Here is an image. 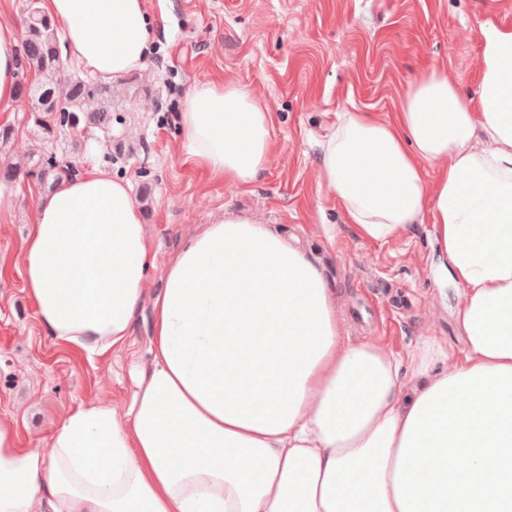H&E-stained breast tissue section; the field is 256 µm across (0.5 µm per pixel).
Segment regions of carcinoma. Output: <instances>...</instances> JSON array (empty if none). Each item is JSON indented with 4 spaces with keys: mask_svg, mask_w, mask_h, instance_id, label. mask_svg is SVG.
I'll use <instances>...</instances> for the list:
<instances>
[{
    "mask_svg": "<svg viewBox=\"0 0 512 512\" xmlns=\"http://www.w3.org/2000/svg\"><path fill=\"white\" fill-rule=\"evenodd\" d=\"M21 66L35 80L22 78L17 94L31 102L32 119L43 137L51 139L62 130L80 125L97 124L111 128L112 94L110 87L94 78L72 75L67 91L58 89L65 63L59 50L57 25L37 6V0H27L26 25L21 49ZM40 168L39 180H60L72 177L76 170L60 164L53 156H40L35 162Z\"/></svg>",
    "mask_w": 512,
    "mask_h": 512,
    "instance_id": "1",
    "label": "carcinoma"
}]
</instances>
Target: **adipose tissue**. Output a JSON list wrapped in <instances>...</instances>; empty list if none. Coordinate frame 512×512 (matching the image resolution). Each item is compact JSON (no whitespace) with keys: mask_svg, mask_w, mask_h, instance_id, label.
Masks as SVG:
<instances>
[{"mask_svg":"<svg viewBox=\"0 0 512 512\" xmlns=\"http://www.w3.org/2000/svg\"><path fill=\"white\" fill-rule=\"evenodd\" d=\"M44 8L101 78L152 53L145 0ZM480 36L475 93L431 69L393 120L346 112L320 144V177L361 237L433 224L464 290L459 361L423 340L401 400L400 359L345 337L319 263L227 216L165 267L125 420L81 403L47 447L23 448L0 419V512H512V28L486 20ZM18 44L0 19L5 109ZM179 123L186 162L216 179L251 185L270 160L271 115L243 86H195ZM22 261L44 334L91 358L128 340L155 256L128 183L89 165L39 199Z\"/></svg>","mask_w":512,"mask_h":512,"instance_id":"ef3b65f1","label":"adipose tissue"}]
</instances>
